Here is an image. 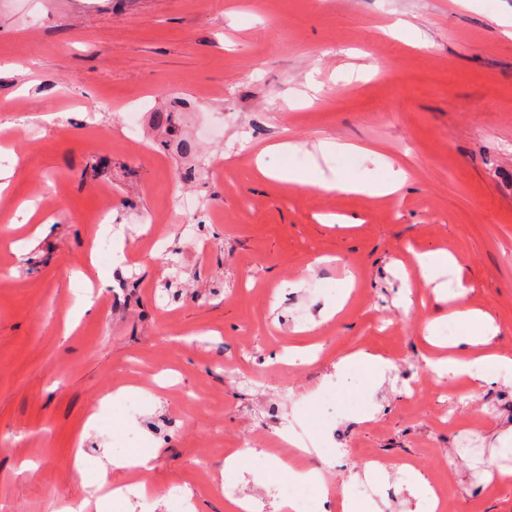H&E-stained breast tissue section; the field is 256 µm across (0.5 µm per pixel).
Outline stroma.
<instances>
[{"instance_id": "35a3bbf8", "label": "stroma", "mask_w": 512, "mask_h": 512, "mask_svg": "<svg viewBox=\"0 0 512 512\" xmlns=\"http://www.w3.org/2000/svg\"><path fill=\"white\" fill-rule=\"evenodd\" d=\"M510 13L512 0H0V170L20 202L16 230H0V504L76 512L100 465L142 442L153 491L117 512H232L233 489L280 512L273 457L316 470L331 448L335 491L385 489L362 512L418 508L408 474L368 470L372 456L445 487L447 512H512V482L488 484L464 455L444 465L466 428L512 470V378L448 424L461 381L432 379L424 331L458 334L459 293L512 355V38L495 23ZM398 18L421 46L383 33ZM284 139L299 149L271 166L411 179L374 199L261 177L257 152ZM321 141L360 150L323 158ZM199 156L214 166L198 175ZM175 184L212 214L198 239L180 231L198 213L165 204ZM106 206L125 258L98 263L105 286L67 335ZM148 220L160 241L128 234ZM436 249L457 268L404 307L401 264ZM291 346L318 355L272 362ZM360 349L398 356V371L337 376ZM124 385L134 393L101 401ZM329 406L314 457L279 445L281 418ZM243 438L262 447L222 481Z\"/></svg>"}]
</instances>
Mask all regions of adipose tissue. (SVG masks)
Segmentation results:
<instances>
[{
	"label": "adipose tissue",
	"instance_id": "ef3b65f1",
	"mask_svg": "<svg viewBox=\"0 0 512 512\" xmlns=\"http://www.w3.org/2000/svg\"><path fill=\"white\" fill-rule=\"evenodd\" d=\"M259 174L280 183L298 185L324 192L365 193L384 197L400 192L408 183L410 174L402 168L391 169L388 177L379 182H353L345 178L324 176L318 170L299 171L278 168L258 162ZM462 333L446 353H436L427 361L428 367L438 373L456 377L468 376L488 382L504 374H512V356L493 350L490 342L496 334L491 318L485 313L458 303L451 314Z\"/></svg>",
	"mask_w": 512,
	"mask_h": 512
}]
</instances>
